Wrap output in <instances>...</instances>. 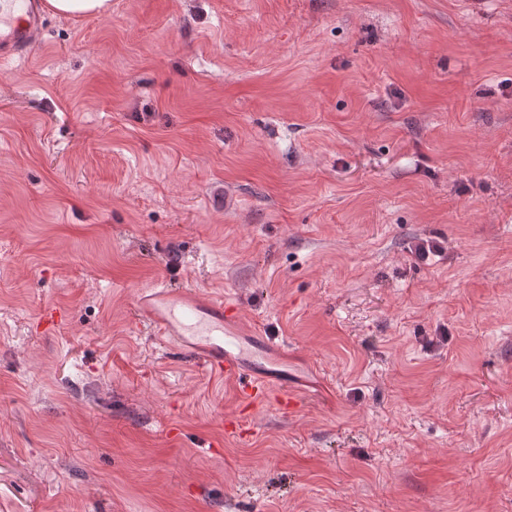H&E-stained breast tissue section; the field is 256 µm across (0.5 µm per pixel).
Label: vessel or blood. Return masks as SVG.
Segmentation results:
<instances>
[{
  "mask_svg": "<svg viewBox=\"0 0 512 512\" xmlns=\"http://www.w3.org/2000/svg\"><path fill=\"white\" fill-rule=\"evenodd\" d=\"M45 17L44 0H0V59L36 46ZM132 318L162 342L176 344L208 374L234 381L250 402L269 401L281 411L299 404L283 372L280 345L263 336L245 339L232 297H203L193 286L162 282L140 292Z\"/></svg>",
  "mask_w": 512,
  "mask_h": 512,
  "instance_id": "vessel-or-blood-1",
  "label": "vessel or blood"
}]
</instances>
